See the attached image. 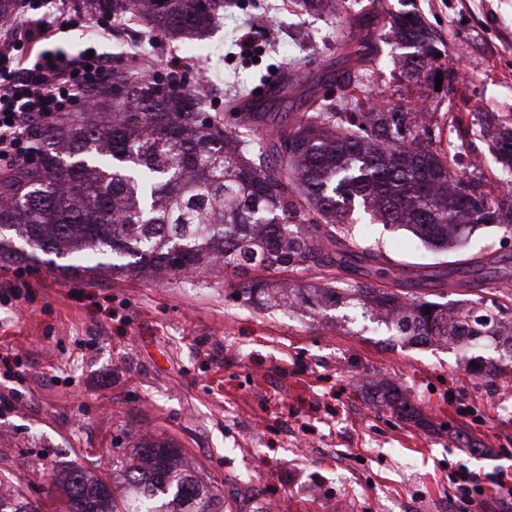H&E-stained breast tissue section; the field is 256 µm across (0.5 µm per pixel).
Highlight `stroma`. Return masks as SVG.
<instances>
[{
    "instance_id": "35a3bbf8",
    "label": "stroma",
    "mask_w": 512,
    "mask_h": 512,
    "mask_svg": "<svg viewBox=\"0 0 512 512\" xmlns=\"http://www.w3.org/2000/svg\"><path fill=\"white\" fill-rule=\"evenodd\" d=\"M416 10L443 44L455 94L408 87L389 17ZM375 12L378 64L363 74L371 104L420 99L427 111L512 116V0H340L334 18L289 0L226 9L205 41L211 56L189 59L187 88L211 111L262 95L267 126L291 123L312 96L336 93L329 76L345 62L336 25ZM94 19L47 41L76 54L114 51L123 33ZM252 47L241 51L238 38ZM294 75L279 97L270 76ZM491 129L452 143L456 171L478 173L500 198L508 171L491 150ZM479 157L478 169L466 168ZM361 245L421 283L469 278L475 293L512 277V236L481 225L458 249L437 252L409 229L360 218ZM0 349L22 361L21 379L0 375V476L30 500L47 501L59 471L118 469L126 435L168 437L191 470L216 478L226 512H263L259 486L278 512H512L491 495L456 510L452 474L498 473L512 482V366L493 379L472 374L455 347L407 343L349 309L322 314L248 307L222 272L156 282L142 277L66 280L48 269L0 260ZM410 416L394 413L390 395ZM253 484H244L245 476Z\"/></svg>"
}]
</instances>
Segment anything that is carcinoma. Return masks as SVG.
Returning <instances> with one entry per match:
<instances>
[{
  "label": "carcinoma",
  "mask_w": 512,
  "mask_h": 512,
  "mask_svg": "<svg viewBox=\"0 0 512 512\" xmlns=\"http://www.w3.org/2000/svg\"><path fill=\"white\" fill-rule=\"evenodd\" d=\"M332 17L336 0H302ZM92 16L125 27L144 23L156 47L206 31L224 0H84ZM388 33L409 49L403 73L417 78L436 59L432 30L417 14L392 17ZM126 50L94 108L62 112L30 132L32 157L0 171V259L44 265L68 279L110 275L178 277L224 271L234 296L265 310L319 313L340 304L376 313L393 335L435 339L475 353L492 346L512 360V292L473 294L453 306L406 288L385 257L358 246L349 221L359 203L382 224L409 228L441 252L462 230L495 224L512 234V201L492 199L479 178L450 165L444 133L469 135L465 115L417 122L411 108L363 111L366 90L351 72L336 75V99L313 98L299 119L270 135L258 106L206 111L198 90L148 77ZM495 149L512 171V127ZM29 251L14 247V237ZM321 273L300 285L293 272ZM121 471L138 489L119 498L79 467L54 481L65 512H224V498L185 469L179 449L137 439ZM0 512H33L17 491H0Z\"/></svg>",
  "instance_id": "cac0c4a2"
}]
</instances>
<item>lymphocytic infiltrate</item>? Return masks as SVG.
Segmentation results:
<instances>
[{"instance_id":"obj_1","label":"lymphocytic infiltrate","mask_w":512,"mask_h":512,"mask_svg":"<svg viewBox=\"0 0 512 512\" xmlns=\"http://www.w3.org/2000/svg\"><path fill=\"white\" fill-rule=\"evenodd\" d=\"M31 8L32 0H17L10 27L0 33V166L29 158L25 130L30 122L89 98L112 70L111 58L98 53L42 52L29 60L26 49L77 23L75 15L59 8L48 19L31 16Z\"/></svg>"}]
</instances>
